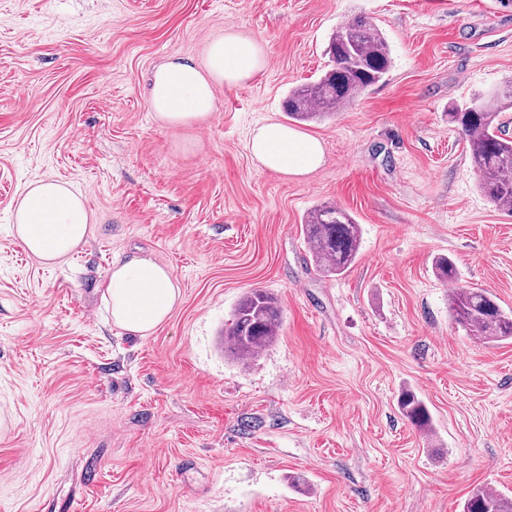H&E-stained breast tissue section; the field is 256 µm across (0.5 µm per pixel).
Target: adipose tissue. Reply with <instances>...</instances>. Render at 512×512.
Instances as JSON below:
<instances>
[{
    "instance_id": "obj_1",
    "label": "adipose tissue",
    "mask_w": 512,
    "mask_h": 512,
    "mask_svg": "<svg viewBox=\"0 0 512 512\" xmlns=\"http://www.w3.org/2000/svg\"><path fill=\"white\" fill-rule=\"evenodd\" d=\"M267 65L265 46L238 31L225 30L206 49V65L175 59L153 72L148 96L156 117L178 127L205 119L214 110V86H240ZM249 151L260 168L300 177L323 161L321 142L287 125L269 122L255 129ZM15 234L44 264L54 265L85 240L90 215L83 197L68 183L47 179L28 187L15 202ZM180 299V287L165 266L145 257L114 260L106 302L112 323L145 336L160 326Z\"/></svg>"
}]
</instances>
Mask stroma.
Returning <instances> with one entry per match:
<instances>
[{
	"instance_id": "obj_1",
	"label": "stroma",
	"mask_w": 512,
	"mask_h": 512,
	"mask_svg": "<svg viewBox=\"0 0 512 512\" xmlns=\"http://www.w3.org/2000/svg\"><path fill=\"white\" fill-rule=\"evenodd\" d=\"M386 37L383 82L336 114L289 122L327 69L336 26ZM267 46L248 84L216 85L204 121L169 127L154 69L204 65L225 28ZM512 84V0H0V512H462L512 496V340L448 316L458 283L512 310V213L479 189L448 109ZM270 121L318 138L289 177L247 144ZM56 179L91 215L60 265L28 254L16 199ZM329 203L362 229L343 275L300 226ZM167 266L181 300L151 335L103 299L118 257ZM254 289L277 342L244 365L224 326ZM415 390L431 431L400 413ZM99 473L89 481L86 469ZM463 512H512V500L480 488L465 501Z\"/></svg>"
}]
</instances>
